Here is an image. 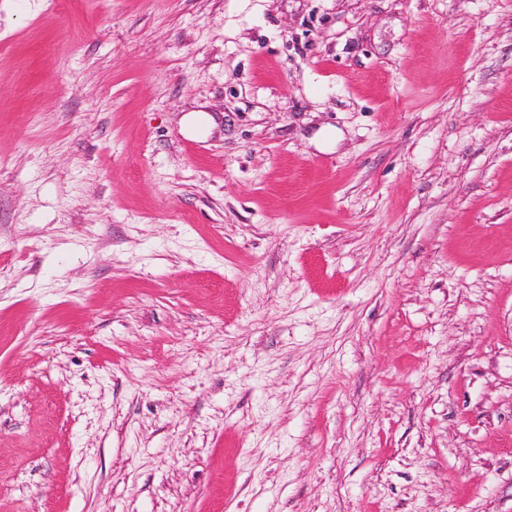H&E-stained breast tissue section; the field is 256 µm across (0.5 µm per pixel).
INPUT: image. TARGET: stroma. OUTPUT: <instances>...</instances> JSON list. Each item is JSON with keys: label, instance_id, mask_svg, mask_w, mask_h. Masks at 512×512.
Returning a JSON list of instances; mask_svg holds the SVG:
<instances>
[{"label": "stroma", "instance_id": "stroma-1", "mask_svg": "<svg viewBox=\"0 0 512 512\" xmlns=\"http://www.w3.org/2000/svg\"><path fill=\"white\" fill-rule=\"evenodd\" d=\"M0 512H512V0H0Z\"/></svg>", "mask_w": 512, "mask_h": 512}]
</instances>
